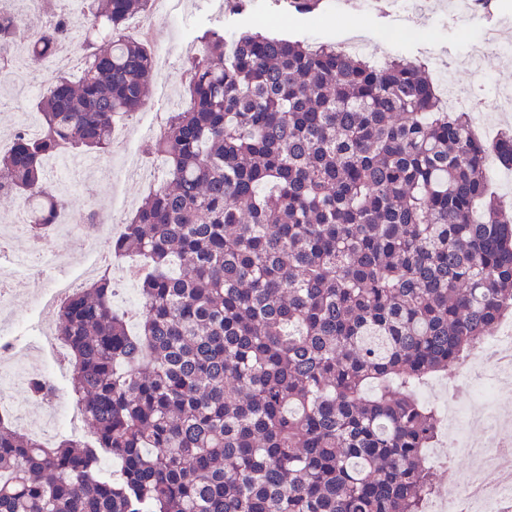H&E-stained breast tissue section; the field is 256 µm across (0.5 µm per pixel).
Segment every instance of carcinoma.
<instances>
[{
    "instance_id": "carcinoma-1",
    "label": "carcinoma",
    "mask_w": 512,
    "mask_h": 512,
    "mask_svg": "<svg viewBox=\"0 0 512 512\" xmlns=\"http://www.w3.org/2000/svg\"><path fill=\"white\" fill-rule=\"evenodd\" d=\"M318 17L325 0H290ZM150 0H42L44 57L74 42L36 138L0 151V196L49 233L45 157L106 152L145 104ZM203 30L181 104L144 146L164 171L111 253L138 259L136 330L103 273L57 310L91 437L50 447L0 421V512H423L436 410L415 396L512 311V221L423 61L382 64L278 34ZM0 11V51L22 36ZM28 392L53 385L33 376ZM119 470L104 474L103 456Z\"/></svg>"
}]
</instances>
